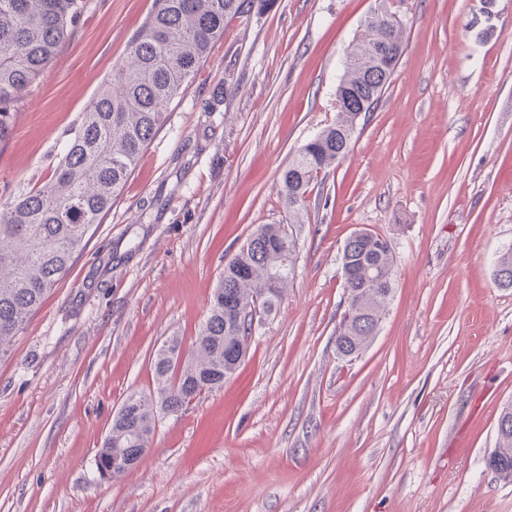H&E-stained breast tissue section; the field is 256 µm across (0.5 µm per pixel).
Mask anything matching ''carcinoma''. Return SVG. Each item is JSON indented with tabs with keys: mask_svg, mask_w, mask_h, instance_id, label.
I'll list each match as a JSON object with an SVG mask.
<instances>
[{
	"mask_svg": "<svg viewBox=\"0 0 512 512\" xmlns=\"http://www.w3.org/2000/svg\"><path fill=\"white\" fill-rule=\"evenodd\" d=\"M266 0H154L126 58L112 69L89 107L67 131L49 180L19 186L0 204V357L56 287L100 223L140 155L166 121L165 109L180 96L224 36V21L250 13ZM85 7V0H0V140L11 129L25 90L50 66ZM384 12L371 18L336 89V124L301 147L281 175L288 215L299 217L321 170L342 160L361 112L380 85L381 70L393 74L404 50V25ZM296 241L283 224H263L224 272L209 315L186 361L174 352L178 338L154 360L155 393L133 392L129 415L115 417L99 464L110 469L112 449L142 458L151 447L159 415H177L202 392L224 384L242 344L237 304L259 299L273 313L294 269ZM393 253L380 234L350 236L342 271L348 305L336 331V352H362L377 334L393 292ZM497 283L512 288V253L495 270ZM492 471L512 482V406L501 411Z\"/></svg>",
	"mask_w": 512,
	"mask_h": 512,
	"instance_id": "cac0c4a2",
	"label": "carcinoma"
}]
</instances>
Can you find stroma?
<instances>
[{"mask_svg": "<svg viewBox=\"0 0 512 512\" xmlns=\"http://www.w3.org/2000/svg\"><path fill=\"white\" fill-rule=\"evenodd\" d=\"M404 52L343 160L307 194L294 275L223 386L159 419L124 476L94 455L153 359L191 345L224 265L288 222L280 176L336 122L379 6ZM154 6L86 0L0 140V201L45 182ZM68 274L0 357V512H512L486 458L512 404V0H269L228 19ZM390 239L394 290L336 353L342 249Z\"/></svg>", "mask_w": 512, "mask_h": 512, "instance_id": "obj_1", "label": "stroma"}]
</instances>
